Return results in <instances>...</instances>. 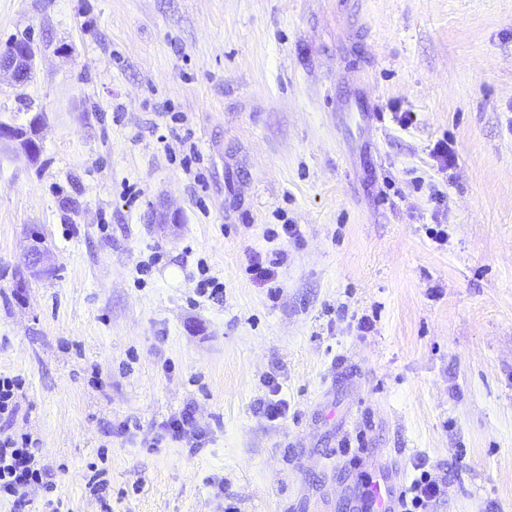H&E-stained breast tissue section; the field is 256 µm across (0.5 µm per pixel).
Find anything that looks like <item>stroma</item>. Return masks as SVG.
<instances>
[{
  "label": "stroma",
  "instance_id": "35a3bbf8",
  "mask_svg": "<svg viewBox=\"0 0 512 512\" xmlns=\"http://www.w3.org/2000/svg\"><path fill=\"white\" fill-rule=\"evenodd\" d=\"M21 35L0 115L46 120L0 153V433L56 489L0 512H378L421 460L430 512H512V0H0ZM34 59L35 52L29 40L14 42L0 54V72L10 70L14 81L23 83L33 73ZM35 128L29 124L0 122V148L2 144L10 146L18 155H23L30 162H35L41 154L42 145ZM22 388V381L18 377L0 375V419L4 415L11 418L16 414ZM167 432L170 433L174 437H181L189 431L194 433L193 438L194 442L189 446L190 451L196 452L198 451L202 445L205 444L207 431L205 428L200 427L197 424L195 415L189 409H186L181 412V414L177 416H173L167 421L166 424Z\"/></svg>",
  "mask_w": 512,
  "mask_h": 512
}]
</instances>
